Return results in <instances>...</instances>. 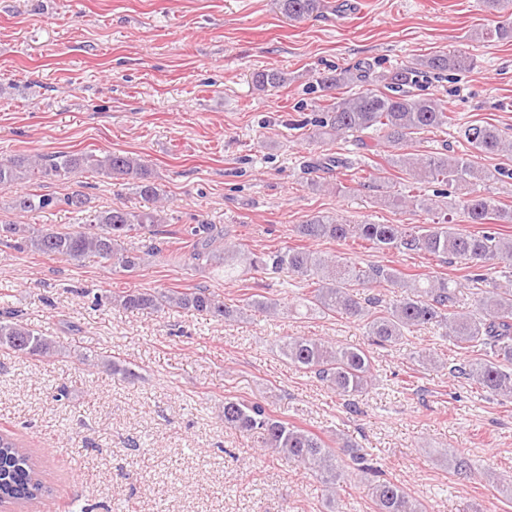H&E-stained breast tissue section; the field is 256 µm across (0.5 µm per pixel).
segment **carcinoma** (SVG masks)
<instances>
[{
	"label": "carcinoma",
	"instance_id": "obj_1",
	"mask_svg": "<svg viewBox=\"0 0 512 512\" xmlns=\"http://www.w3.org/2000/svg\"><path fill=\"white\" fill-rule=\"evenodd\" d=\"M278 3L282 13L293 21L305 19L322 7V0ZM481 38L512 42V19L496 21L481 32ZM473 67L474 59L463 52L434 54L399 65L384 76L388 92L362 89L336 98L324 115L315 120L309 138L315 141L325 135L346 137L371 130L391 145L399 146L421 131L451 126L453 118L434 99L411 94L403 87L417 85L428 72H467ZM363 78L361 67L357 66L324 74L319 82L323 90L332 92L357 86ZM286 81V74L275 68L259 71L253 77L260 90L279 87ZM457 134L477 155L512 153V140L494 124H462L457 126ZM387 163L404 169L417 184L440 183L459 190V213L468 224H512V207L478 190L504 175L503 169L492 172L467 157L450 158L441 152L416 157L398 153ZM83 171L96 172L113 181L132 180L140 195L154 202L160 198L147 165L137 157L120 153L101 157L64 153L51 158L1 155L0 188L68 179ZM61 203L80 212L85 197L78 191L61 200L49 194L22 192L14 199V207L21 212L42 211ZM408 203L428 213L435 212V221L415 226L352 224L315 215L297 225L295 231L309 240L358 238L378 250L422 252L457 260L473 270L469 281L476 288L474 309H459L458 283L445 277H407L391 266L342 264L334 257L325 258L302 247L252 252L226 239L214 224L187 227L178 259L186 266L204 260L219 264L224 267L227 279L245 271L286 270L302 283L299 306L323 315L341 314L363 321L370 346L395 347L403 344L407 334L430 327L455 352L467 355L450 367V373L469 380L493 397L512 402V239L486 231L456 230L451 226L454 218L431 199L414 195ZM165 221L160 209L112 208L95 214L90 223L74 224L66 231L0 224V245L133 271L140 266L142 255L160 257L163 249L151 244L139 253L128 242L141 234L162 233ZM356 285L390 286L401 292L388 301L378 295L363 300L354 289ZM112 303L132 311L194 310L224 320L238 317L245 307L271 313L288 310L262 295L251 296L243 307H232L204 288L161 292L129 289L112 295ZM0 349L40 358L58 352L55 341L30 329L11 312L6 316L0 312ZM279 351L298 370L314 374L342 396L363 393L377 381L371 351L361 346L332 344L311 336H283ZM224 425L257 436L262 451L297 462L319 475L330 500L349 481L353 469L372 476L369 492L374 512H427V507L404 487L384 478L382 470L370 462L363 447L354 440L329 442L316 432L276 417L266 403L239 397L224 398ZM47 495L48 487L31 450L12 434L1 432L0 505H23Z\"/></svg>",
	"mask_w": 512,
	"mask_h": 512
}]
</instances>
